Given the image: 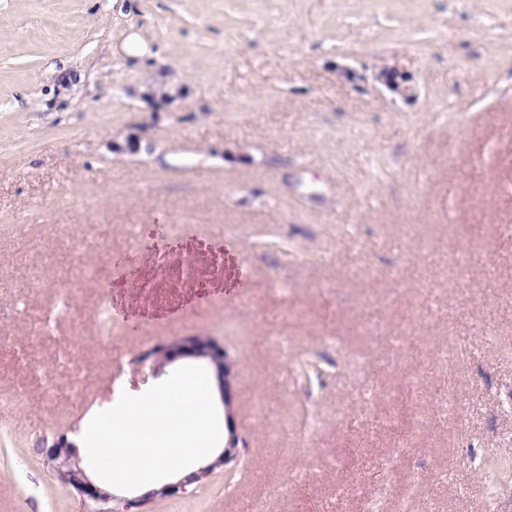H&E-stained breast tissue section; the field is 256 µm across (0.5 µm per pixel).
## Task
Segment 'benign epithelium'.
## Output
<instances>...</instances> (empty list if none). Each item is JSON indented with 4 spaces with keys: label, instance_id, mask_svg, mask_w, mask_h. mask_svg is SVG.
I'll return each mask as SVG.
<instances>
[{
    "label": "benign epithelium",
    "instance_id": "benign-epithelium-1",
    "mask_svg": "<svg viewBox=\"0 0 512 512\" xmlns=\"http://www.w3.org/2000/svg\"><path fill=\"white\" fill-rule=\"evenodd\" d=\"M179 357L207 359L217 371L224 401H229L232 392L231 366L224 346L207 338L190 337L175 341L154 352L155 369ZM239 437L234 427H229V440L217 460L197 472H193L175 483L159 489L149 490L134 498L120 497L92 482L80 466L77 451L66 436L60 435L52 441L41 440L40 447L48 465L60 479L80 497L85 512H143L142 507L157 496L176 497L189 493V487L205 479L218 466L238 461Z\"/></svg>",
    "mask_w": 512,
    "mask_h": 512
}]
</instances>
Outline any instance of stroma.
<instances>
[{
    "label": "stroma",
    "mask_w": 512,
    "mask_h": 512,
    "mask_svg": "<svg viewBox=\"0 0 512 512\" xmlns=\"http://www.w3.org/2000/svg\"><path fill=\"white\" fill-rule=\"evenodd\" d=\"M157 236L223 278L146 295ZM76 254L123 273L105 348ZM188 336L248 465L149 512H512V0H0V512H82L40 440ZM179 357L206 358L216 368L224 403L226 404L230 400L232 392L231 366L223 345L198 336L175 341L154 352V373L158 374L156 370H160L164 365Z\"/></svg>",
    "instance_id": "stroma-1"
}]
</instances>
